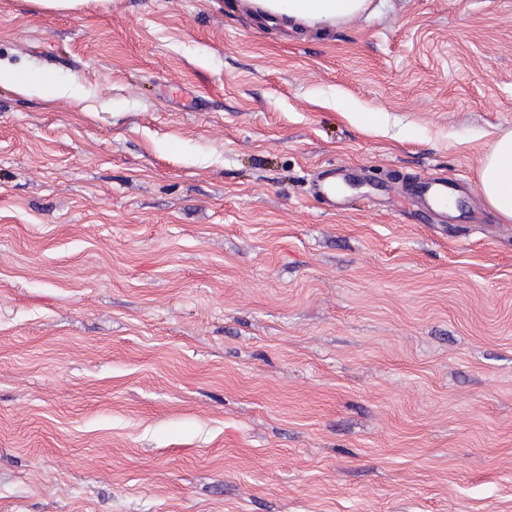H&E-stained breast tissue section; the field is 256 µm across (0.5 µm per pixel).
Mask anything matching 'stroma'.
Returning a JSON list of instances; mask_svg holds the SVG:
<instances>
[{"label": "stroma", "instance_id": "stroma-1", "mask_svg": "<svg viewBox=\"0 0 512 512\" xmlns=\"http://www.w3.org/2000/svg\"><path fill=\"white\" fill-rule=\"evenodd\" d=\"M0 63L66 90L0 84V512H512V0H0ZM269 16L288 28L289 21L339 24L363 13L369 0H272ZM272 20V23L276 22ZM478 189L502 219L512 222V130L490 144L481 162ZM458 186L448 183V178H425L415 183L414 193L427 207L440 206L448 201L450 190Z\"/></svg>", "mask_w": 512, "mask_h": 512}]
</instances>
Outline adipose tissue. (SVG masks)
<instances>
[{
	"label": "adipose tissue",
	"mask_w": 512,
	"mask_h": 512,
	"mask_svg": "<svg viewBox=\"0 0 512 512\" xmlns=\"http://www.w3.org/2000/svg\"><path fill=\"white\" fill-rule=\"evenodd\" d=\"M369 0H273L269 14L277 22L339 24L363 13ZM478 189L505 221L512 222V130L490 144L480 166Z\"/></svg>",
	"instance_id": "obj_1"
}]
</instances>
